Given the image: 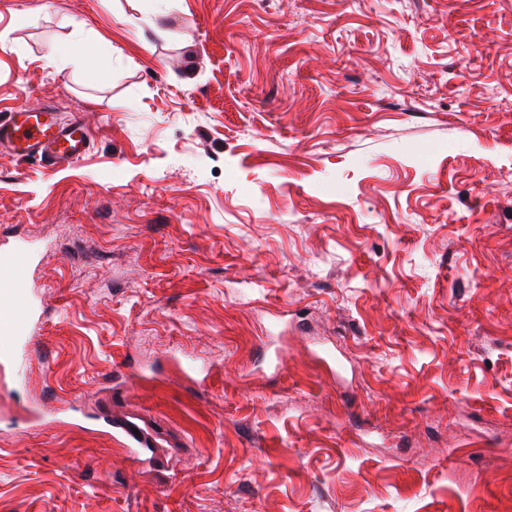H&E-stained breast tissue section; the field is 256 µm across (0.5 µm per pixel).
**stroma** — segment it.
<instances>
[{
  "label": "stroma",
  "mask_w": 512,
  "mask_h": 512,
  "mask_svg": "<svg viewBox=\"0 0 512 512\" xmlns=\"http://www.w3.org/2000/svg\"><path fill=\"white\" fill-rule=\"evenodd\" d=\"M0 38V112L95 135L0 158L44 308L0 512H512V0H0ZM93 135L81 115L63 122L50 104L15 106L0 115V154L47 168L72 166L91 150ZM133 427H124L121 429V433L123 435V439L125 441V447H128V452L131 454L133 459H141L142 456H145L149 451V441L148 438L141 432L140 435L134 433Z\"/></svg>",
  "instance_id": "35a3bbf8"
}]
</instances>
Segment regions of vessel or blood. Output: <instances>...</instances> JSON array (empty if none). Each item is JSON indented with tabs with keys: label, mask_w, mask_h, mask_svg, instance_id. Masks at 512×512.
Instances as JSON below:
<instances>
[{
	"label": "vessel or blood",
	"mask_w": 512,
	"mask_h": 512,
	"mask_svg": "<svg viewBox=\"0 0 512 512\" xmlns=\"http://www.w3.org/2000/svg\"><path fill=\"white\" fill-rule=\"evenodd\" d=\"M92 144L93 135L81 115L61 121L49 104H20L0 114L1 155L54 168L79 162ZM32 260V252L24 246L0 249V366L5 368L29 350L28 326L41 315L26 288Z\"/></svg>",
	"instance_id": "obj_1"
}]
</instances>
